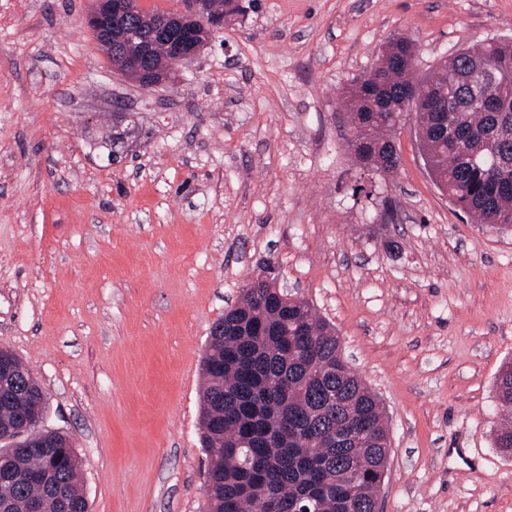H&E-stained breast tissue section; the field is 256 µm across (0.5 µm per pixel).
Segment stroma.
Here are the masks:
<instances>
[{
  "label": "stroma",
  "mask_w": 512,
  "mask_h": 512,
  "mask_svg": "<svg viewBox=\"0 0 512 512\" xmlns=\"http://www.w3.org/2000/svg\"><path fill=\"white\" fill-rule=\"evenodd\" d=\"M90 7L0 0V349L72 440L90 512H205L204 348L266 260L380 402L379 512H512V228L448 200L414 113L395 173L365 172L341 104L393 35L420 76L512 38V0H254L148 90ZM116 112L136 135L114 163ZM498 377V404L503 412L512 417V362L501 368Z\"/></svg>",
  "instance_id": "1"
}]
</instances>
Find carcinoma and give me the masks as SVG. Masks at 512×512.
I'll return each mask as SVG.
<instances>
[{"label": "carcinoma", "instance_id": "obj_1", "mask_svg": "<svg viewBox=\"0 0 512 512\" xmlns=\"http://www.w3.org/2000/svg\"><path fill=\"white\" fill-rule=\"evenodd\" d=\"M244 11L237 0H205L197 25ZM375 69L383 74L380 85L363 77L343 98L360 165L395 172L398 117L412 111L427 167L452 203L481 224L512 225V40L479 41L419 79L396 54L382 53ZM438 125L448 133L436 134ZM240 304L216 322L224 334L204 360L208 512H372L385 421L361 379L339 372L335 329L310 303L286 307L253 282L242 288ZM338 392L346 396L350 423L365 436L351 448L330 438L343 420ZM42 394L34 383L27 388L26 416L36 426L45 410ZM497 400L512 417V362L499 372ZM18 416L0 390V431L13 428ZM47 443L51 458L13 452L16 477L0 483V512H25L30 499L42 502V512H83L70 438L49 430ZM495 445L512 453L511 423L499 427ZM351 457L358 478L336 477Z\"/></svg>", "mask_w": 512, "mask_h": 512}]
</instances>
